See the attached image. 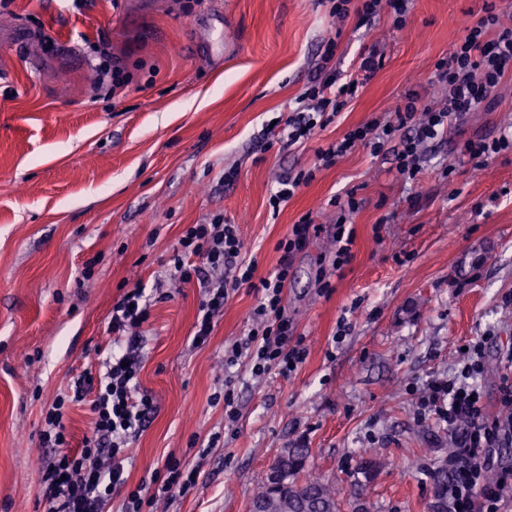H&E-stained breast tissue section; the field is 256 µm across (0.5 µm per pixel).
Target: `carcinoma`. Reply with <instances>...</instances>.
<instances>
[{
	"instance_id": "1",
	"label": "carcinoma",
	"mask_w": 512,
	"mask_h": 512,
	"mask_svg": "<svg viewBox=\"0 0 512 512\" xmlns=\"http://www.w3.org/2000/svg\"><path fill=\"white\" fill-rule=\"evenodd\" d=\"M309 449L296 448L273 468L275 479H267L252 499L251 506L261 504L262 512H337L336 487L316 476L299 479ZM436 491L434 512H448V472L438 468L432 474Z\"/></svg>"
}]
</instances>
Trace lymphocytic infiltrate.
Instances as JSON below:
<instances>
[{"instance_id": "obj_1", "label": "lymphocytic infiltrate", "mask_w": 512, "mask_h": 512, "mask_svg": "<svg viewBox=\"0 0 512 512\" xmlns=\"http://www.w3.org/2000/svg\"><path fill=\"white\" fill-rule=\"evenodd\" d=\"M411 0H334L331 14L349 13L367 22L388 13L394 30H404ZM335 38H328L316 75L300 95L299 107L278 131V139L293 146L309 140L316 129L326 127L381 67L379 46L360 48L349 71L336 67ZM512 79V16L501 13L494 0H485L477 20L468 21L452 44L448 56L439 59L430 83L439 91L431 101L413 88L391 108L389 120L374 118L349 130L340 141L318 149L320 166L329 167L355 147L371 155L394 146L396 170L407 180H417L423 170L424 143L441 138L449 127L479 108L493 107L499 87ZM336 221L330 230L336 251L329 266L320 268L318 282L329 289L330 278L351 260L354 231L351 215L360 208L355 192L330 199ZM322 225L305 215L279 241L282 253L276 270L256 277L255 262L245 260L244 242L236 225L213 215L210 222L189 225L165 271L178 285L200 288L203 299L193 326V343L205 345L214 319L224 311L231 291L252 285L259 301L251 313L247 333L224 351V365L242 364L252 376L294 372L307 357L302 342H291L293 327L283 305L284 288L294 252L304 248ZM150 299L144 288L125 291L112 306L108 330L111 344L102 361L103 372L85 369L73 378L68 394L58 396L42 419L40 443L53 449L52 459L40 469L38 496L46 512H105L115 490L127 482L124 462L129 449L154 411L152 398L141 391L138 380L141 328L149 319ZM486 369L482 342L469 344L452 377L432 381L420 400L423 412L433 414L455 432V450L448 462V512H501L512 494V466L502 465L497 451L512 445V388L503 387L502 404L509 413L488 418L477 385ZM88 402L93 428L79 449H72L63 422L70 404ZM197 472L186 461L169 457L163 476L129 491L123 512H146L160 500L186 494L196 483Z\"/></svg>"}]
</instances>
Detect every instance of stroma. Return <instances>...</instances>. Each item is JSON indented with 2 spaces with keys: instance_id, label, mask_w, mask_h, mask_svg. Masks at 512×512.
<instances>
[{
  "instance_id": "35a3bbf8",
  "label": "stroma",
  "mask_w": 512,
  "mask_h": 512,
  "mask_svg": "<svg viewBox=\"0 0 512 512\" xmlns=\"http://www.w3.org/2000/svg\"><path fill=\"white\" fill-rule=\"evenodd\" d=\"M483 0H413L406 28L332 17L328 0H0V512H43V413L110 340L113 303L154 289L183 230L216 214L237 225L257 276L301 216L336 219L329 200L356 191L352 258L316 283L334 241L311 237L292 261L285 311L307 348L289 376L225 368L257 304L231 293L208 343H191L201 292L163 283L144 324L140 383L155 411L125 464L127 489L163 473L168 456L199 473L154 512H249L275 461L309 451L306 468L339 492V512H433L434 469L451 435L422 415L427 382L451 375L463 345L484 340L485 413L501 414L512 349V151L482 167L463 141L512 132V81L491 109L468 113L426 146L418 180L393 153L359 147L327 168L315 151L426 89L464 19ZM339 32L336 65L381 41L382 67L324 129L265 148L266 124L296 108ZM106 40L132 80L96 88L89 46ZM234 169V182L221 183ZM313 173L280 212V176ZM95 260L93 276L84 273ZM234 378L239 418L212 402ZM217 447H208L210 437ZM373 462L370 475L362 460Z\"/></svg>"
}]
</instances>
